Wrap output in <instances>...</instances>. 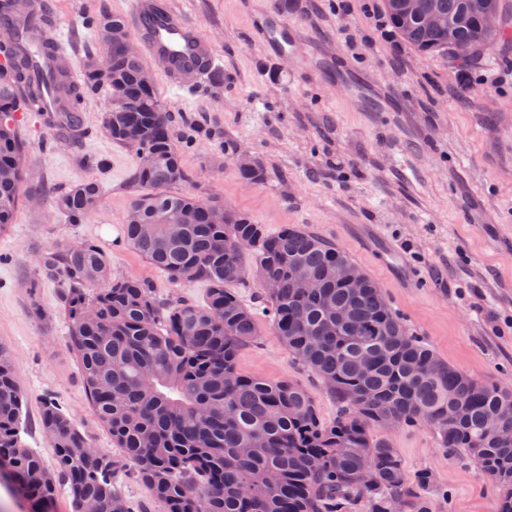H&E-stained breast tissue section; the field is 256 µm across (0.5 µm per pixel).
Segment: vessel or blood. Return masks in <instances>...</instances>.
I'll return each instance as SVG.
<instances>
[{
    "label": "vessel or blood",
    "instance_id": "obj_1",
    "mask_svg": "<svg viewBox=\"0 0 512 512\" xmlns=\"http://www.w3.org/2000/svg\"><path fill=\"white\" fill-rule=\"evenodd\" d=\"M128 12L138 31L143 57L161 65L173 87L200 85L217 68L212 43L195 24L170 12L154 18L147 0H130ZM256 33L274 55L301 51L294 27L285 17L263 18Z\"/></svg>",
    "mask_w": 512,
    "mask_h": 512
}]
</instances>
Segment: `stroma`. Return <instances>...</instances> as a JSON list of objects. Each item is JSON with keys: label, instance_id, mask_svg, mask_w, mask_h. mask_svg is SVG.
Masks as SVG:
<instances>
[{"label": "stroma", "instance_id": "stroma-1", "mask_svg": "<svg viewBox=\"0 0 512 512\" xmlns=\"http://www.w3.org/2000/svg\"><path fill=\"white\" fill-rule=\"evenodd\" d=\"M276 0H166L208 36L224 62L191 95L173 92L150 66L173 113L185 178L175 194L217 199L249 214L267 232L295 224L345 250L381 288L417 336L458 371L512 384V46L462 71L444 55H422L392 33L383 0H293L287 17L301 39L297 55L273 59L254 25ZM60 31L74 41L76 63L105 53L95 26L124 15L126 0H50ZM340 61L350 82L374 79L392 105L366 112L309 59ZM110 106L101 94L81 104V146L57 138L39 113L21 133L28 148L14 224L0 230V346L11 356L28 404L22 440L47 469L56 450L41 432L44 400L56 402L94 448L119 456L89 404L70 348L62 285L45 277L44 256L82 241L107 254L113 277L150 281L165 298L201 300L197 282H170L124 239L136 157L103 129ZM260 160L266 178L242 180L225 143ZM102 187L86 223H69L54 204L69 185ZM40 280L30 290L32 280ZM242 372L290 379L332 422L336 402L263 328L241 351ZM408 474L428 471L436 512H495L500 490L475 464L449 459L423 425L386 432ZM447 498H439V490Z\"/></svg>", "mask_w": 512, "mask_h": 512}]
</instances>
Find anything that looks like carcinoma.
Here are the masks:
<instances>
[{
    "mask_svg": "<svg viewBox=\"0 0 512 512\" xmlns=\"http://www.w3.org/2000/svg\"><path fill=\"white\" fill-rule=\"evenodd\" d=\"M498 0H418L417 15L385 11L401 37L423 53L451 55L456 42L478 53L508 39L507 27L487 33L481 18ZM438 11L448 27L430 30L421 17ZM467 22L457 23L460 16ZM12 50L0 64V229L13 223L25 177L27 144L19 115L28 101L61 95L70 111L57 116L66 137L79 139L80 105L87 95L122 87L133 110L111 103L103 128L122 145L137 139L149 162L138 160L133 183L151 192L135 197L127 242L174 282L191 273L207 285L201 303L160 297L146 281L111 276L96 244H66L42 261L47 276L63 284L61 302L70 321V345L91 408L112 443L164 512H434L427 472L415 480L377 428L425 423L448 457L475 463L506 489L496 512H512V388L475 380L442 361L389 307L365 276L357 285L349 255L297 226L270 234L248 214L217 200L203 202L161 188L181 181L171 115L155 89L141 85L139 56L113 37L127 29L117 15L103 16L97 33L105 46L107 73L83 66L73 85L56 67L48 81L27 62L34 35L29 13L0 0ZM248 182L264 180L262 163L239 166ZM102 195L98 182L79 181L56 198L71 224H82ZM259 281L277 280L262 292L269 327L288 352L316 376L338 404L336 420L323 423L306 389L291 380L269 381L239 371L237 358L261 336L255 312L235 289L249 271ZM310 288L299 293L296 276ZM27 397L9 353L0 348V467L28 505L53 512L65 487L83 512H130L114 481L117 461L91 446L74 422L51 401L39 424L57 449L56 470L22 445ZM495 418L502 430L486 431ZM370 467L375 479L360 478Z\"/></svg>",
    "mask_w": 512,
    "mask_h": 512,
    "instance_id": "cac0c4a2",
    "label": "carcinoma"
}]
</instances>
